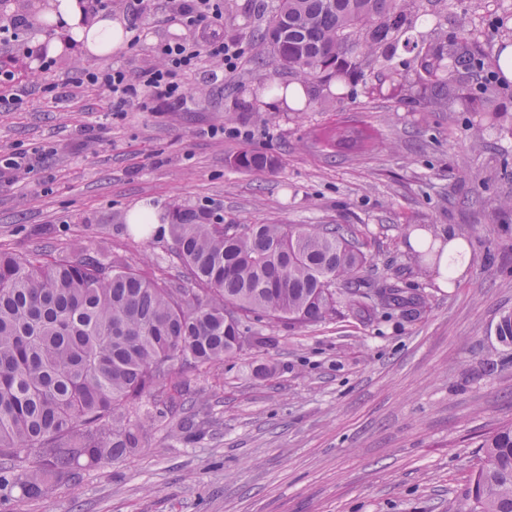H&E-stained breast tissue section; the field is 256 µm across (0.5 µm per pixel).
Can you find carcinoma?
Instances as JSON below:
<instances>
[{
    "label": "carcinoma",
    "mask_w": 512,
    "mask_h": 512,
    "mask_svg": "<svg viewBox=\"0 0 512 512\" xmlns=\"http://www.w3.org/2000/svg\"><path fill=\"white\" fill-rule=\"evenodd\" d=\"M446 9L448 0H279L265 40L297 84L385 73L413 107L435 112L461 100L486 114L492 131L497 88L468 29L450 40L436 25L411 79L392 64L410 29ZM318 138L365 147L371 135L343 123ZM233 163L247 173L274 159L243 149ZM168 233L181 283L87 248L74 257L0 251V499L16 487L43 497L80 459L98 463L144 447L142 411L163 421L198 403L185 370L205 373L246 344L276 341L256 322H325L336 315L339 283L351 308L379 306L391 316L411 304L394 283L366 287V256L339 224L232 231L208 212L175 208ZM496 336L512 346V312ZM201 425L193 416L175 429L191 441ZM481 447L485 458L457 512H512V423Z\"/></svg>",
    "instance_id": "carcinoma-1"
}]
</instances>
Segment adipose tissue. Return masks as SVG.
Masks as SVG:
<instances>
[{
    "label": "adipose tissue",
    "instance_id": "ef3b65f1",
    "mask_svg": "<svg viewBox=\"0 0 512 512\" xmlns=\"http://www.w3.org/2000/svg\"><path fill=\"white\" fill-rule=\"evenodd\" d=\"M49 4L60 27L93 55L107 56L127 45V30L104 15H87L82 0H49Z\"/></svg>",
    "mask_w": 512,
    "mask_h": 512
}]
</instances>
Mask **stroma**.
Here are the masks:
<instances>
[{"label":"stroma","instance_id":"obj_1","mask_svg":"<svg viewBox=\"0 0 512 512\" xmlns=\"http://www.w3.org/2000/svg\"><path fill=\"white\" fill-rule=\"evenodd\" d=\"M46 0H8L29 39L57 41L55 64H17L0 85V250L125 256L148 275L179 280L169 235L143 240L128 211L204 209L226 224H339L375 287L398 283L423 307L388 319L339 307L314 325L270 324L273 346L248 349L191 386L210 418L187 443L161 421L144 448L114 462L79 461L44 498L22 490L0 512H456L483 456L481 442L512 421V347L495 328L512 311V82L498 80L496 130L475 112H418L387 82L331 80L308 88L305 111H274L265 95L289 83L259 39L274 0H223L224 37L247 59L220 80L184 79L181 108L131 104L113 117L106 91L79 85L83 68L137 76L158 46L197 41L169 0H112L108 15L142 41L111 55L65 46L42 26ZM467 24L488 56L512 44V0H455L444 25ZM350 121L370 150L330 148L319 127ZM273 167L239 172L242 149ZM21 161L16 174L5 159ZM467 240L460 277L438 283L414 229Z\"/></svg>","mask_w":512,"mask_h":512}]
</instances>
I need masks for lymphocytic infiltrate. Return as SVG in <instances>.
Here are the masks:
<instances>
[{"label": "lymphocytic infiltrate", "instance_id": "f902f5d3", "mask_svg": "<svg viewBox=\"0 0 512 512\" xmlns=\"http://www.w3.org/2000/svg\"><path fill=\"white\" fill-rule=\"evenodd\" d=\"M173 10L184 26L212 28L213 33L204 45L187 41L163 44L159 48L162 64L145 69L134 78L120 67L89 68L82 72L81 82L98 86L111 95L114 114H123L131 103L144 96L169 106H184L187 95L182 76L200 69L204 62L215 63L225 71L237 69L245 54L243 47L225 41L223 34L214 30L223 17V0H173ZM28 27L24 15L9 16L6 23L0 24V50L19 53L21 58L39 61L41 69H51L53 59L25 40Z\"/></svg>", "mask_w": 512, "mask_h": 512}]
</instances>
